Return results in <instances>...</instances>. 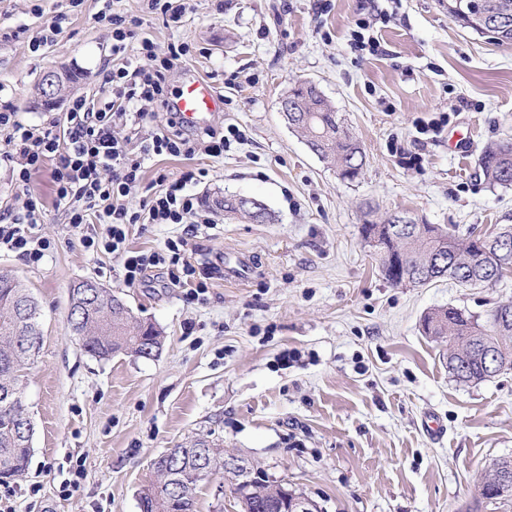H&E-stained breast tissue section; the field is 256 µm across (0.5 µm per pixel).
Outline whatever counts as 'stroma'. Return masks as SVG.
<instances>
[{
    "mask_svg": "<svg viewBox=\"0 0 512 512\" xmlns=\"http://www.w3.org/2000/svg\"><path fill=\"white\" fill-rule=\"evenodd\" d=\"M383 52L350 47L371 4ZM100 0H0V103L36 127L64 108L33 109L44 71L63 67L79 80L72 97L99 96L116 65L112 31L98 23ZM70 11L66 32L32 52L43 24ZM141 33L158 51L187 42L193 54L169 75L172 90L206 80L224 96L208 126L235 125L246 138L219 159L158 156L135 199L158 172H201L193 190L205 202L227 194L261 200L263 223L212 210L192 262L253 257L248 281L208 279L202 300L155 272L126 285L119 260L90 254L58 207L49 170L18 187L0 165V212L25 192L44 201L39 226L51 243L38 265L0 251V272L31 288L42 346L24 380L34 423L25 472L0 482V512H140L138 492L154 478L152 460L207 436L225 456H242L273 484L316 500L324 512H512V496L480 497L488 465L512 458V370L479 384L448 372V343L426 336L424 315L456 307L485 320L512 302V277L482 288L451 280L395 286L362 239L365 221L395 212L459 238L512 224V187H492L478 159L512 139V47L499 46L448 16L441 0H196L170 26ZM309 81L360 141L365 165L352 181L312 153L280 110L289 89ZM447 117L437 136L421 124ZM468 137L466 150L455 142ZM184 224H136L128 244L150 252L185 236ZM91 278L121 296L164 335L153 359L101 361L68 327L69 291ZM441 430L431 434L429 420ZM232 474L202 482L195 512H239Z\"/></svg>",
    "mask_w": 512,
    "mask_h": 512,
    "instance_id": "obj_1",
    "label": "stroma"
}]
</instances>
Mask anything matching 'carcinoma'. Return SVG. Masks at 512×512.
Segmentation results:
<instances>
[{
  "mask_svg": "<svg viewBox=\"0 0 512 512\" xmlns=\"http://www.w3.org/2000/svg\"><path fill=\"white\" fill-rule=\"evenodd\" d=\"M489 11L500 22V45H512V0H486ZM287 98L304 100L310 120L288 124L304 138L309 149L321 159L336 167L343 180L358 177L365 162V154L358 140L336 116L331 102L322 94H305L303 88L294 89ZM479 168L484 180L492 186H512V142H503L486 148L480 155ZM383 224L365 221L362 236L366 242L377 241L380 253L379 271L390 284L426 285L440 279L453 280L466 288L462 281L469 275L485 286L488 276L503 279V270L512 269V256L500 257L499 238L509 236L512 245V224H502L497 231L477 239L459 240L454 234L434 224L415 225L413 232L392 239ZM405 254L406 262L399 260ZM71 310L69 324L83 349L91 356L108 360L119 352L142 356L143 346L149 344L160 352L161 332L146 321L134 317L126 307L116 305L117 295L108 288L96 295L97 308L87 312L86 299L90 292L70 288ZM39 305L27 288L8 274H0V476L21 475L31 453L32 436L24 428L27 412L23 401V380L30 364L38 355L41 344ZM427 336H450L454 352L448 354V372L462 383H480L491 378L488 369L490 352L498 360L501 371L512 369V303L496 306L494 313L479 322L468 312L454 308H438L423 318ZM208 444L207 477L224 472V448L207 439L195 442ZM183 468L172 472L162 460L153 462L155 480L138 493L140 512H194V495L199 483L189 451H176ZM264 486L248 491L239 504L241 512H271Z\"/></svg>",
  "mask_w": 512,
  "mask_h": 512,
  "instance_id": "obj_1",
  "label": "carcinoma"
}]
</instances>
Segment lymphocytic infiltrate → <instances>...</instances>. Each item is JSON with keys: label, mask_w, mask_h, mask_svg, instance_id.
<instances>
[{"label": "lymphocytic infiltrate", "mask_w": 512, "mask_h": 512, "mask_svg": "<svg viewBox=\"0 0 512 512\" xmlns=\"http://www.w3.org/2000/svg\"><path fill=\"white\" fill-rule=\"evenodd\" d=\"M98 21L112 27V53L121 64L104 79L101 96L71 102L63 123L34 128L18 122L9 107L0 108V132L8 149L0 162L9 167L16 183L28 184L33 172L50 168L56 201L66 208L72 228L81 230L80 242L86 251L107 253L123 266L127 285L139 284L153 267L166 268L172 284L204 293L205 282L195 281L191 262L195 250L189 238L167 241L151 253L130 251L128 228L134 224H186L191 230L210 224L203 201L191 189L194 173L173 178L158 174L159 186L139 206L128 198L142 181L148 161L161 155L178 157L204 152L223 157L232 143L245 134L231 125L224 132L208 127L185 125L171 105L167 73L188 58L190 47L173 42L166 52H157L147 37H139L143 21L103 6ZM138 39L136 57L126 55L127 42ZM157 125L138 149H130L114 130L137 126L146 119ZM41 198L28 196L22 207L0 215V250L16 253L30 264L40 263L50 248L48 239L37 232L44 217Z\"/></svg>", "instance_id": "lymphocytic-infiltrate-1"}]
</instances>
